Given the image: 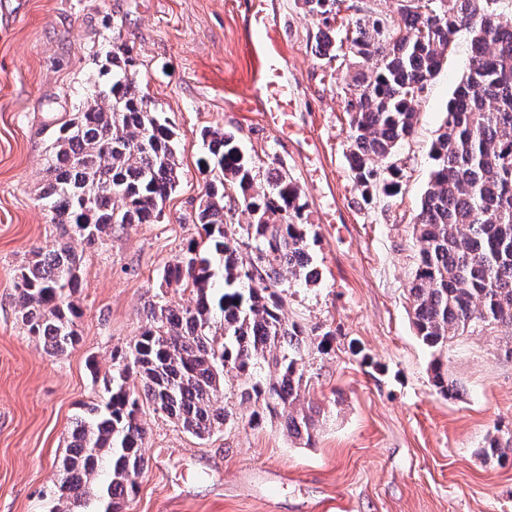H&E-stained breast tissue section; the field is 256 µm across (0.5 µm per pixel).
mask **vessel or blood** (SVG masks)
<instances>
[{
  "instance_id": "obj_1",
  "label": "vessel or blood",
  "mask_w": 512,
  "mask_h": 512,
  "mask_svg": "<svg viewBox=\"0 0 512 512\" xmlns=\"http://www.w3.org/2000/svg\"><path fill=\"white\" fill-rule=\"evenodd\" d=\"M240 19L243 38L259 62L248 99L274 125L287 127L295 76L278 40L283 16L270 0H242Z\"/></svg>"
}]
</instances>
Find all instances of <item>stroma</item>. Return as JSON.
Masks as SVG:
<instances>
[{"mask_svg": "<svg viewBox=\"0 0 512 512\" xmlns=\"http://www.w3.org/2000/svg\"><path fill=\"white\" fill-rule=\"evenodd\" d=\"M240 0H17L0 30V512H50L75 418L99 402L113 351H126L156 294L190 306L189 292H161L165 267L197 238L209 174L199 164L205 130L226 129L261 168L298 184L317 283L285 292L288 319L332 331L328 350L304 355L306 397L322 416L313 446L280 421L256 427L229 383L218 401L234 418L208 437L145 409L147 467L125 512H512V463L479 454L494 428L512 430V361L494 336H463L444 357L459 394L437 395L429 350L412 325L408 286L416 266L414 215L427 188L429 151L466 70L460 35L418 99V122L396 159L400 195L362 202L348 167V89L317 53V24L295 0H273L296 74L292 134L250 105L257 66L240 34ZM133 49L143 93L180 144L179 184L154 224L114 225L87 245L51 223L39 196L50 140L95 86L111 83L113 45ZM316 139L319 150L299 147ZM65 241L80 255V341L52 356L28 335L15 284L34 248Z\"/></svg>", "mask_w": 512, "mask_h": 512, "instance_id": "35a3bbf8", "label": "stroma"}]
</instances>
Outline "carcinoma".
I'll return each mask as SVG.
<instances>
[{
    "label": "carcinoma",
    "instance_id": "obj_1",
    "mask_svg": "<svg viewBox=\"0 0 512 512\" xmlns=\"http://www.w3.org/2000/svg\"><path fill=\"white\" fill-rule=\"evenodd\" d=\"M345 0H297L316 18L319 56L332 62L331 21ZM396 15L355 9L341 41L350 93L348 158L361 198L402 190L393 158L417 124L414 102L441 69L448 49L468 34L467 70L448 101L430 149L432 167L414 218L418 258L409 294L417 337L437 354L431 385L457 393L442 360L460 336L512 337V18L501 0H397ZM112 84L60 122L50 145V175L40 200L51 223L69 226L89 245H102L116 224H152L179 182L175 133L142 94L132 49L115 45ZM213 177L205 183L190 240L162 280L195 294L194 305L148 304L147 323L128 352L112 353V378L101 403L76 422L61 477L45 493L50 512H122L147 468L141 452L146 406L203 438L232 414L217 406L225 379L238 382L247 423L282 419L288 436L310 446L320 408L306 401L303 352L317 330L290 322L282 289L313 282L310 234L300 188L260 168L230 131L208 130ZM250 222H235L238 212ZM80 257L63 242L33 251L16 283L18 313L29 335L51 355L79 342ZM224 288H212L215 268ZM274 375L263 376L264 368ZM140 385H129L131 377ZM481 454L512 456V431L495 429Z\"/></svg>",
    "mask_w": 512,
    "mask_h": 512
}]
</instances>
